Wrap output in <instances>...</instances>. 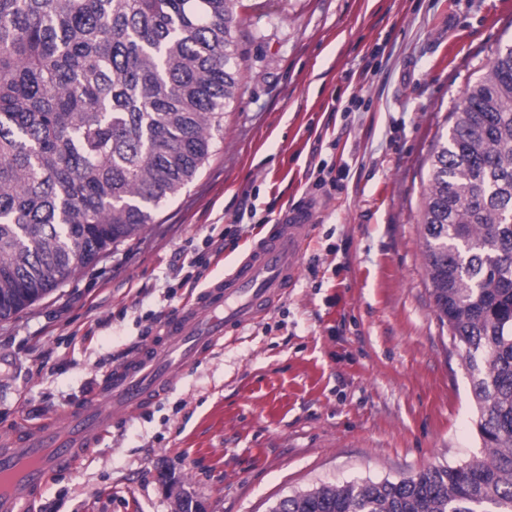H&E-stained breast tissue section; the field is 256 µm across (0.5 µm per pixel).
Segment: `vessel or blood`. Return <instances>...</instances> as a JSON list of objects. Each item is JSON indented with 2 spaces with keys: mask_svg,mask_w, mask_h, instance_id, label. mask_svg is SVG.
Returning a JSON list of instances; mask_svg holds the SVG:
<instances>
[{
  "mask_svg": "<svg viewBox=\"0 0 512 512\" xmlns=\"http://www.w3.org/2000/svg\"><path fill=\"white\" fill-rule=\"evenodd\" d=\"M312 230L307 209L288 212L231 273L165 318L156 339L113 367L92 401L37 432L13 430L0 448V512H35L48 477L68 471L96 447L112 419L166 395L178 371L202 363L224 336L267 315L295 287Z\"/></svg>",
  "mask_w": 512,
  "mask_h": 512,
  "instance_id": "1",
  "label": "vessel or blood"
}]
</instances>
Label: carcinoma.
Masks as SVG:
<instances>
[{
	"label": "carcinoma",
	"mask_w": 512,
	"mask_h": 512,
	"mask_svg": "<svg viewBox=\"0 0 512 512\" xmlns=\"http://www.w3.org/2000/svg\"><path fill=\"white\" fill-rule=\"evenodd\" d=\"M238 0H0V320L136 237L208 162ZM420 217L490 459L318 487L271 512H512V45L452 113Z\"/></svg>",
	"instance_id": "obj_1"
}]
</instances>
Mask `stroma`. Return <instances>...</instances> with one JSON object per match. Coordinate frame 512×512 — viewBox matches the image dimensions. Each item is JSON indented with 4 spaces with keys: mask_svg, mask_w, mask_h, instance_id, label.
Instances as JSON below:
<instances>
[{
    "mask_svg": "<svg viewBox=\"0 0 512 512\" xmlns=\"http://www.w3.org/2000/svg\"><path fill=\"white\" fill-rule=\"evenodd\" d=\"M240 77L196 178L138 237L0 320V432L89 401L293 205L315 230L262 321L113 423L36 512H270L321 486L486 456L419 224L451 112L512 44V0H240ZM198 288L183 286L194 259Z\"/></svg>",
    "mask_w": 512,
    "mask_h": 512,
    "instance_id": "stroma-1",
    "label": "stroma"
}]
</instances>
